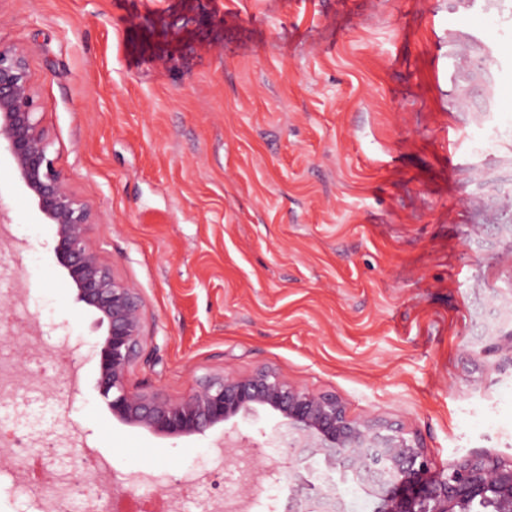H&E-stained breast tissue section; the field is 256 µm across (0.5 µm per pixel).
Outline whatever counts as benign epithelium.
<instances>
[{
	"mask_svg": "<svg viewBox=\"0 0 512 512\" xmlns=\"http://www.w3.org/2000/svg\"><path fill=\"white\" fill-rule=\"evenodd\" d=\"M46 105L34 88L23 53L0 44V153L35 200L43 223L54 228V252L106 334L93 343L98 389L122 423L177 438L205 435L262 408L280 418L288 457L323 458L340 478L352 480L377 501V512H512V460L472 452L438 468L404 426L351 416L334 394H315L271 369L247 376L216 375L192 394L173 399L131 390L127 375L143 354V304L131 284L117 278L94 249L89 204L70 187L51 157L53 142L42 125ZM285 512H342L332 491L293 486Z\"/></svg>",
	"mask_w": 512,
	"mask_h": 512,
	"instance_id": "7a95c632",
	"label": "benign epithelium"
}]
</instances>
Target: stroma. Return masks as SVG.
Masks as SVG:
<instances>
[{"label": "stroma", "instance_id": "stroma-1", "mask_svg": "<svg viewBox=\"0 0 512 512\" xmlns=\"http://www.w3.org/2000/svg\"><path fill=\"white\" fill-rule=\"evenodd\" d=\"M507 25L512 0H0L55 166L143 301L129 388L181 398L271 368L402 424L436 466L512 459V87L482 52ZM0 204L5 355L18 392L36 380L54 403L31 446L93 448L109 466L92 493L181 512L199 478L243 469L216 498L246 512H283L301 482L347 510L362 497L289 458L272 414L238 421L230 454L220 427L163 438L113 418L97 316L5 157ZM66 337L79 350L50 368ZM50 466H0V512H36L25 490Z\"/></svg>", "mask_w": 512, "mask_h": 512}]
</instances>
